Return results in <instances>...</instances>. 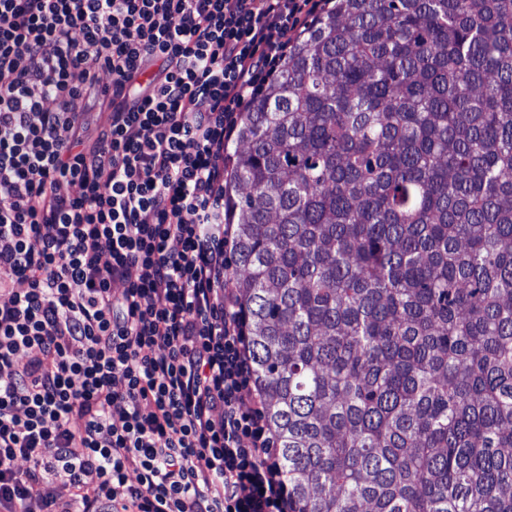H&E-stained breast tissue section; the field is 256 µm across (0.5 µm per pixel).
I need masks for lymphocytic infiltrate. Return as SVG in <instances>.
Segmentation results:
<instances>
[{"instance_id": "1", "label": "lymphocytic infiltrate", "mask_w": 512, "mask_h": 512, "mask_svg": "<svg viewBox=\"0 0 512 512\" xmlns=\"http://www.w3.org/2000/svg\"><path fill=\"white\" fill-rule=\"evenodd\" d=\"M318 8L0 0V512H288L224 152Z\"/></svg>"}]
</instances>
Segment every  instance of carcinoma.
I'll list each match as a JSON object with an SVG mask.
<instances>
[{"label": "carcinoma", "mask_w": 512, "mask_h": 512, "mask_svg": "<svg viewBox=\"0 0 512 512\" xmlns=\"http://www.w3.org/2000/svg\"><path fill=\"white\" fill-rule=\"evenodd\" d=\"M224 223L289 512H512V0H329Z\"/></svg>", "instance_id": "carcinoma-1"}]
</instances>
